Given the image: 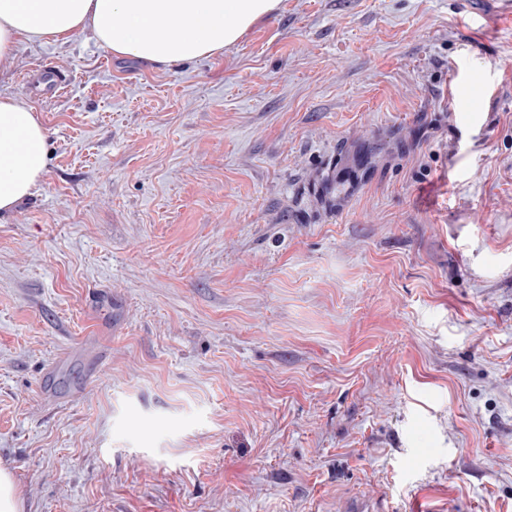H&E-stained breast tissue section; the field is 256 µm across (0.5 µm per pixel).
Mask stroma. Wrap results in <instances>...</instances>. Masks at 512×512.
<instances>
[{
    "label": "stroma",
    "mask_w": 512,
    "mask_h": 512,
    "mask_svg": "<svg viewBox=\"0 0 512 512\" xmlns=\"http://www.w3.org/2000/svg\"><path fill=\"white\" fill-rule=\"evenodd\" d=\"M0 91L49 131L0 219L23 512H512V0H282L171 69L79 32Z\"/></svg>",
    "instance_id": "obj_1"
}]
</instances>
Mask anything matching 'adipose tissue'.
Here are the masks:
<instances>
[{"mask_svg":"<svg viewBox=\"0 0 512 512\" xmlns=\"http://www.w3.org/2000/svg\"><path fill=\"white\" fill-rule=\"evenodd\" d=\"M282 0H0V72L22 43L90 33L112 55L171 68L223 52ZM48 133L23 98L0 92V217L32 195L48 164Z\"/></svg>","mask_w":512,"mask_h":512,"instance_id":"1","label":"adipose tissue"}]
</instances>
